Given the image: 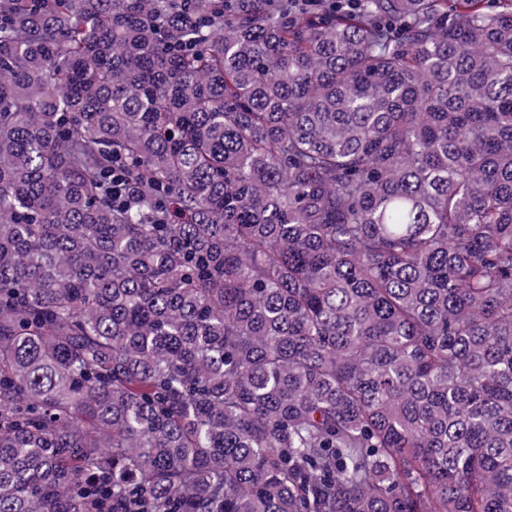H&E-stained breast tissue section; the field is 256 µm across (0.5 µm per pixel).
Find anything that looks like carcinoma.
<instances>
[{"label": "carcinoma", "mask_w": 512, "mask_h": 512, "mask_svg": "<svg viewBox=\"0 0 512 512\" xmlns=\"http://www.w3.org/2000/svg\"><path fill=\"white\" fill-rule=\"evenodd\" d=\"M105 505L512 512V0H0V512Z\"/></svg>", "instance_id": "1"}]
</instances>
